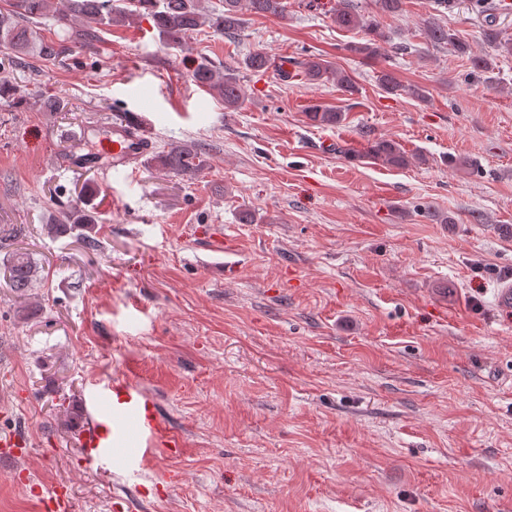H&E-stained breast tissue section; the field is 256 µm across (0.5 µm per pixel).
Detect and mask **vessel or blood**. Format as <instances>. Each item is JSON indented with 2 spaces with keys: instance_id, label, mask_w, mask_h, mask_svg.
Here are the masks:
<instances>
[{
  "instance_id": "1",
  "label": "vessel or blood",
  "mask_w": 512,
  "mask_h": 512,
  "mask_svg": "<svg viewBox=\"0 0 512 512\" xmlns=\"http://www.w3.org/2000/svg\"><path fill=\"white\" fill-rule=\"evenodd\" d=\"M112 136L102 147L114 173L135 170L152 152L154 143L146 125L138 119L113 120ZM86 417L78 432V444L85 466L118 467L123 473L138 475L154 460L158 449L177 454L183 437L160 413L156 400L130 377H107L91 383L84 399ZM29 453L26 440L18 434L0 440V456L24 460ZM42 512H76L67 485H57L39 496Z\"/></svg>"
}]
</instances>
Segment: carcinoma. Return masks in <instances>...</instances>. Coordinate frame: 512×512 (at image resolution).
Masks as SVG:
<instances>
[{
  "mask_svg": "<svg viewBox=\"0 0 512 512\" xmlns=\"http://www.w3.org/2000/svg\"><path fill=\"white\" fill-rule=\"evenodd\" d=\"M247 13L288 20L285 0H224V11L214 17L203 12L201 0H12L11 9L6 13L0 12V47L20 55L36 53L49 59L71 50L62 43L56 45L40 40L35 25L49 15L57 17L59 22L67 21L78 26V29L71 31L70 39L79 46L96 40L99 26H110L146 15L152 20L162 42L175 48L206 23L228 36H238L243 30L244 15ZM332 21L341 29L367 31L365 41L347 46L350 53L372 59L387 51L388 36L382 30L380 21L374 16L362 14L354 0H336ZM428 35L436 44L453 45L461 55L469 53L467 44L457 41L450 30L440 25H429ZM243 66L254 73L272 68L284 82L294 77L288 71L291 66L297 75L310 84L331 83L351 94L358 91L355 81L347 72L316 55L297 60L286 59L275 65L264 52L255 50L245 56ZM193 79L197 85L217 92L224 100L225 110L234 112L239 108L244 92L237 67L226 64L220 69L210 62H204L194 70ZM379 83L388 93L404 92L420 101L428 99L427 90L402 84L391 71L381 72ZM306 116L316 126H336L345 119L344 113L321 106L309 107ZM364 157L373 163L395 168H406L411 164V156L400 143L383 137L368 140ZM160 163L176 173L196 175L205 166L204 147L196 144L174 148L160 156ZM92 223L93 215L89 213H65L59 223L49 225L48 232L58 235L67 232L73 224ZM7 272L11 286L16 290L23 292L32 287L35 266L27 254H13Z\"/></svg>",
  "mask_w": 512,
  "mask_h": 512,
  "instance_id": "1",
  "label": "carcinoma"
}]
</instances>
